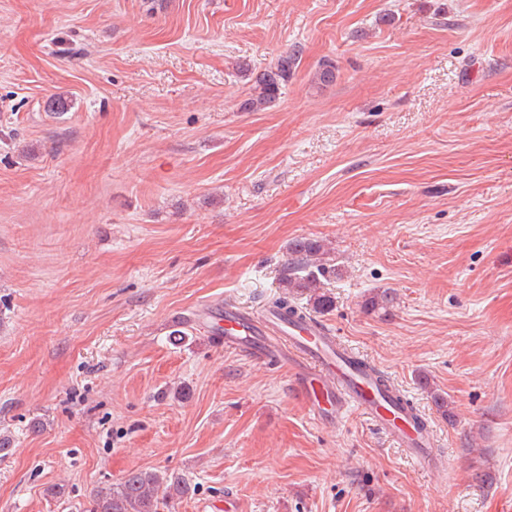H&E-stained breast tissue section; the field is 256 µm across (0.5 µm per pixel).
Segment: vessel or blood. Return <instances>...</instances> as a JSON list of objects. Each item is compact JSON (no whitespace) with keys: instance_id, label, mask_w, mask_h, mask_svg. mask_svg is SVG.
I'll list each match as a JSON object with an SVG mask.
<instances>
[{"instance_id":"1","label":"vessel or blood","mask_w":512,"mask_h":512,"mask_svg":"<svg viewBox=\"0 0 512 512\" xmlns=\"http://www.w3.org/2000/svg\"><path fill=\"white\" fill-rule=\"evenodd\" d=\"M213 338L231 350L268 361L290 359L314 417L332 424L357 412L371 420L417 465H437L432 427L394 388L379 386L365 362L355 360L322 324L289 319L273 309L254 314L233 304L209 311Z\"/></svg>"}]
</instances>
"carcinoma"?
<instances>
[{"instance_id":"obj_1","label":"carcinoma","mask_w":512,"mask_h":512,"mask_svg":"<svg viewBox=\"0 0 512 512\" xmlns=\"http://www.w3.org/2000/svg\"><path fill=\"white\" fill-rule=\"evenodd\" d=\"M297 60L298 56L288 55L260 74L253 93L243 101L241 109L260 112L274 106ZM335 81L336 67L329 61L320 63L313 75L317 87H328ZM288 251L290 259L279 283L282 293L271 301V307L287 318L298 316L300 310L294 299L305 295L316 312H329L333 308V299L324 291L323 279L329 274L342 272L341 267L334 264L331 248L321 240L298 238L290 243ZM396 300L393 290L378 289L365 299L363 308L367 312L386 313L394 307ZM421 383L437 411L446 419H451L453 413L448 407V399L431 386L428 378H422ZM190 491L191 484L180 473L133 469L118 483L96 491L90 512H161Z\"/></svg>"}]
</instances>
